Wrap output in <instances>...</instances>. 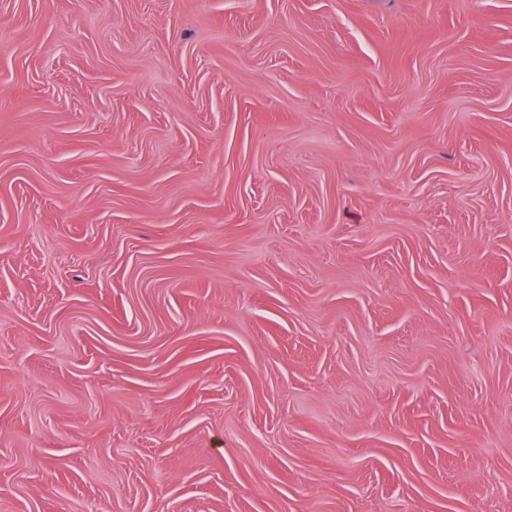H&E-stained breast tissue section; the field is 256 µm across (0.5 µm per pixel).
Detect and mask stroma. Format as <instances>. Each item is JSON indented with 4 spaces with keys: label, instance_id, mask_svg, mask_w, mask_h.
Returning a JSON list of instances; mask_svg holds the SVG:
<instances>
[{
    "label": "stroma",
    "instance_id": "stroma-1",
    "mask_svg": "<svg viewBox=\"0 0 512 512\" xmlns=\"http://www.w3.org/2000/svg\"><path fill=\"white\" fill-rule=\"evenodd\" d=\"M0 512H512V0H0Z\"/></svg>",
    "mask_w": 512,
    "mask_h": 512
}]
</instances>
